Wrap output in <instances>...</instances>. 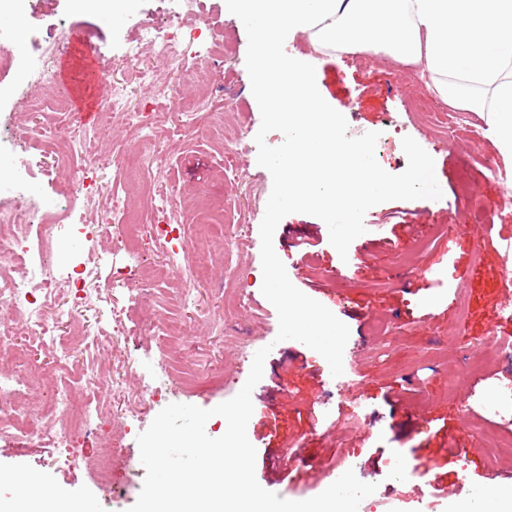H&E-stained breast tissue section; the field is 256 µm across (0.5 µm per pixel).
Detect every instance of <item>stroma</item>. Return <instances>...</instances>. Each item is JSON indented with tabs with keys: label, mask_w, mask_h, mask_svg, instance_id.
Returning <instances> with one entry per match:
<instances>
[{
	"label": "stroma",
	"mask_w": 512,
	"mask_h": 512,
	"mask_svg": "<svg viewBox=\"0 0 512 512\" xmlns=\"http://www.w3.org/2000/svg\"><path fill=\"white\" fill-rule=\"evenodd\" d=\"M225 0H205L203 33L228 42L215 58L213 112L222 113L223 129L210 126V114L197 113L186 125L179 101H153L139 88L133 72L117 73L132 98L147 105L155 132L166 149L165 173L182 192L184 211L173 234V247L190 239L202 215L215 229L206 255L219 275L199 294L178 299L180 266L163 279L143 285L140 265H160L165 255L144 247L137 259L101 248L104 300L86 309L83 326L107 323L121 309L124 330L115 338L106 364L122 371L132 357L139 377L152 392L140 400L128 391L103 411L97 441L75 435L67 451L24 435L0 437V472L17 480L35 475L50 488L92 501L95 512H127L137 500L144 470L137 436L168 404L210 409L234 397L248 369L241 356L262 347L270 353L263 377L252 391L253 414L247 436L256 454L255 476L267 491L288 500L312 498L345 471L376 484L358 512H448L469 501L478 487L507 483L512 457L495 455L492 442L512 436L487 406L512 388V352L502 333L512 322L500 308L502 286L512 271V211L502 210V184L484 176L482 155L495 149L485 131L489 114L474 113L468 125L438 126L416 111L413 100L425 82L417 66H395L369 51L356 55L324 52L298 33L278 44L280 53L312 73L323 108L336 115L337 133L349 142H369V164L381 178L399 182L417 161H425L438 184L436 195H372L349 223L326 224L303 213L284 217L274 234V249L292 284L327 307L350 330L341 376H332L326 360L305 344L277 341L278 316L261 292L260 223L272 189L270 173L257 163L255 136L261 115L245 65L248 37ZM37 15L28 25L0 19V35L27 63H37L46 44L59 46L64 60L61 82L80 87L84 63L112 72V60L139 37V20L152 19L166 29L160 0H137L120 20L101 13L97 0H33ZM0 85L14 88V106L0 108V140L9 153L0 163L22 169L23 181L45 198L46 211L60 223L85 233L96 224L90 210H70L64 193L79 156L67 145L39 138L50 131L71 99L34 96L15 84L13 71L0 70ZM245 132L244 149L224 148V136ZM468 177L486 211L484 223L467 218L461 177ZM238 275L246 292L244 310L224 314L226 273ZM224 316V333H211L208 319ZM170 321L188 325L189 335L173 343V369L194 372V388L173 385L162 366L160 336ZM234 380L212 384L216 371ZM134 416L129 433L112 430L116 416ZM448 443L456 448L446 470L429 469L426 451ZM287 454L293 477L283 485L272 479L266 459ZM111 456L108 483H101L91 462ZM311 470L310 482L295 479Z\"/></svg>",
	"instance_id": "obj_1"
}]
</instances>
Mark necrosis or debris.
I'll use <instances>...</instances> for the list:
<instances>
[{
    "instance_id": "1",
    "label": "necrosis or debris",
    "mask_w": 512,
    "mask_h": 512,
    "mask_svg": "<svg viewBox=\"0 0 512 512\" xmlns=\"http://www.w3.org/2000/svg\"><path fill=\"white\" fill-rule=\"evenodd\" d=\"M203 9L202 0H179L168 30L158 34L151 21L140 23L137 42L127 44L121 55L113 60L119 71H135L142 89L156 100H166L180 94L185 78L204 83L208 80L209 67L204 57L192 51L201 43V31L194 20ZM158 51L167 63V74L158 77L155 70L144 66L142 56ZM55 46H47L37 65L18 64L10 47L0 48V68H17L19 76L30 87L47 88L57 82ZM107 96L94 136L109 138L114 126L127 127L137 138L140 148L136 156L123 150L112 152V174L121 180L129 168H137L144 183L152 190L154 209L160 220L146 224H114L111 215L125 213L120 200H113L110 211L101 212L98 229L111 235L114 247L127 248L130 241L160 243L168 236V225L178 223L181 212V197L178 190L161 175L165 168V156L150 133L146 115L133 101L125 82L105 80ZM84 127L77 120H69L56 128L51 138L69 143L80 153V163L72 177L73 203L82 206L96 204L104 196L105 184H90L87 175L96 169L100 154L90 146ZM57 225L46 223L40 202L26 189H19L6 202H0V248H6L9 262L23 264L30 258L35 243H52ZM63 281L57 270L42 267L38 284L23 280L7 279L0 289V361L10 360L15 371L32 370L33 364L24 350L17 345L18 337H25L28 345L50 350L56 363L75 362L82 366V377L86 387L95 396L94 402L77 399L68 388L55 389L51 399L41 404L37 412H27L17 401L13 377L0 376V436L23 434L30 438L48 442L57 448L68 447L75 433L94 435L102 418L99 400H112L128 391V379L114 378L103 373L99 357L105 356L112 347V337L123 330V315L113 312L110 330L96 334L87 333L72 337L61 334L62 322H73L81 313L98 303L101 291L84 289L76 295L70 305H62Z\"/></svg>"
}]
</instances>
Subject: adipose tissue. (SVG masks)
I'll return each instance as SVG.
<instances>
[{"label": "adipose tissue", "instance_id": "1", "mask_svg": "<svg viewBox=\"0 0 512 512\" xmlns=\"http://www.w3.org/2000/svg\"><path fill=\"white\" fill-rule=\"evenodd\" d=\"M244 24L264 19L254 70L260 100L286 122L294 156L273 197L276 209L315 206L327 223L361 206L371 188L384 185L365 159L366 143L337 139L335 115L325 111L311 73L276 55L273 44L298 32L342 53L371 50L427 73L437 98L468 112L494 115L491 141L512 157V0H227ZM425 163L390 193L421 187Z\"/></svg>", "mask_w": 512, "mask_h": 512}]
</instances>
